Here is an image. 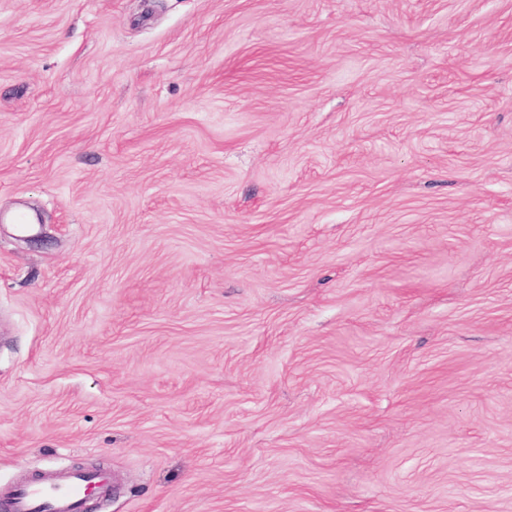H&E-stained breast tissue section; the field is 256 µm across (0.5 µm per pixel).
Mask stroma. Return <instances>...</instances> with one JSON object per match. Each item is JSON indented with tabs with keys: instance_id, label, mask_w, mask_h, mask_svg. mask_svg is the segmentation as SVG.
Returning <instances> with one entry per match:
<instances>
[{
	"instance_id": "1",
	"label": "stroma",
	"mask_w": 512,
	"mask_h": 512,
	"mask_svg": "<svg viewBox=\"0 0 512 512\" xmlns=\"http://www.w3.org/2000/svg\"><path fill=\"white\" fill-rule=\"evenodd\" d=\"M92 468L512 512V0H0V496Z\"/></svg>"
}]
</instances>
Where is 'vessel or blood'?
<instances>
[{"instance_id": "1", "label": "vessel or blood", "mask_w": 512, "mask_h": 512, "mask_svg": "<svg viewBox=\"0 0 512 512\" xmlns=\"http://www.w3.org/2000/svg\"><path fill=\"white\" fill-rule=\"evenodd\" d=\"M108 488V478L71 472L41 478L19 486L12 498L13 512H80L89 485Z\"/></svg>"}]
</instances>
